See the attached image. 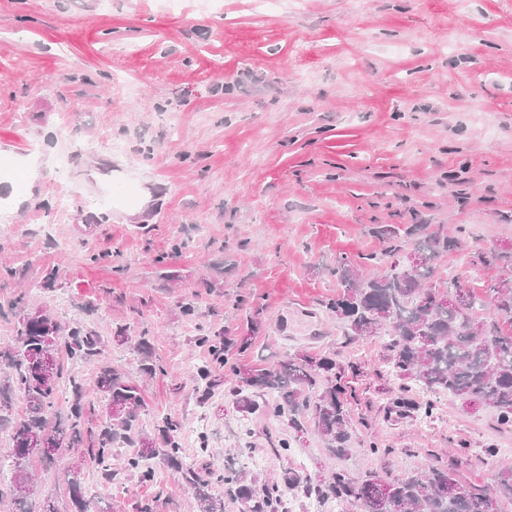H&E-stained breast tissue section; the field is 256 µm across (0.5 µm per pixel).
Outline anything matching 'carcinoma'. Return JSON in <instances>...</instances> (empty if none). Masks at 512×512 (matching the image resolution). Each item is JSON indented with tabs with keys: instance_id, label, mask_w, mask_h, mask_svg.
<instances>
[{
	"instance_id": "carcinoma-1",
	"label": "carcinoma",
	"mask_w": 512,
	"mask_h": 512,
	"mask_svg": "<svg viewBox=\"0 0 512 512\" xmlns=\"http://www.w3.org/2000/svg\"><path fill=\"white\" fill-rule=\"evenodd\" d=\"M376 235L384 243L381 255L362 261L346 255L336 261L333 275L340 292L326 309L351 338H386L387 374L399 380L387 409L430 418L438 399L446 395L459 399L466 409L490 407L500 426H512V280L502 277L476 294L458 277L446 282L434 279V262L459 248L460 240L437 230L412 243L391 225L378 228ZM476 259L480 264L498 262L501 269L512 271V253L489 248L477 251ZM51 332L57 334L58 369L54 384L47 387L32 362ZM202 344L208 358L196 369V387L210 391L229 383L238 411L261 408L272 418L288 419V427L300 433L307 422L334 456L355 447L351 400L358 369L354 366L334 354L303 352L271 366L250 365L244 361L252 345L250 336H204ZM135 348L144 355L142 374L152 377L164 372L153 360L148 340L141 339ZM102 352V340L95 332L80 327L66 330L42 310L18 321L12 343L0 347V366L7 369L0 381V402L8 403L15 393L25 404L12 423L13 472L8 481H0V503H10L12 512H55L53 508L38 511L30 502V460L38 457L50 465L56 458L31 452L28 440L33 435L47 438L61 452L81 449V463L71 467L68 479L75 512H88L81 486L84 465L108 469L119 440L129 447L125 470L140 481L153 480V471L145 467L151 458L183 472L193 487L197 512H224V498L215 494L217 485L240 501L244 512H279L283 497L295 490L353 500L360 512H498L502 500H512L511 465L496 471L489 489L468 486L454 470L432 464L407 475L373 472L361 479L341 472L326 479L287 467L277 479L262 482L247 481L244 471H217L206 459L189 466L182 457V422L166 417L158 434L140 430L138 419L146 407L143 388L108 361L100 363L90 395L74 385V402L67 412H58L65 364L77 366L100 358ZM86 399L105 413L98 428L84 416ZM115 403L125 405L126 413L112 416Z\"/></svg>"
}]
</instances>
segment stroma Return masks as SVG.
Returning a JSON list of instances; mask_svg holds the SVG:
<instances>
[{
	"mask_svg": "<svg viewBox=\"0 0 512 512\" xmlns=\"http://www.w3.org/2000/svg\"><path fill=\"white\" fill-rule=\"evenodd\" d=\"M68 120L87 148L63 181ZM24 159L35 177L23 204L0 197V343L20 294L95 331L106 360L138 376L146 429L200 425L188 462L244 469L290 428L242 416L229 386L204 402L191 383L201 337L246 332L243 295L260 311L250 362L303 350L362 371L352 453L330 455L309 432L266 474L299 460L353 477L429 462L491 484L504 459L485 450L512 444V427L447 398L426 428L387 415L383 337L347 338L325 305L337 259L378 253L383 225L461 237L436 277L478 292L498 276L471 252L512 251V0H279L271 12L258 0H0V166ZM120 328L149 338L164 374H140L133 345L111 342ZM30 466L33 501L67 512L68 456ZM154 468L151 485L117 461L108 475L85 468L91 512L151 498L156 512H193L182 475Z\"/></svg>",
	"mask_w": 512,
	"mask_h": 512,
	"instance_id": "1",
	"label": "stroma"
}]
</instances>
